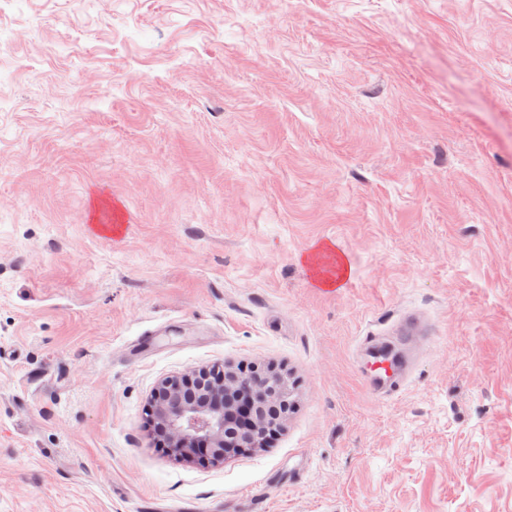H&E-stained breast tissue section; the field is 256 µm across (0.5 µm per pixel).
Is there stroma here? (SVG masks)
Masks as SVG:
<instances>
[{
  "mask_svg": "<svg viewBox=\"0 0 512 512\" xmlns=\"http://www.w3.org/2000/svg\"><path fill=\"white\" fill-rule=\"evenodd\" d=\"M254 365L267 448L156 447ZM187 503L512 512V0H0V512ZM377 350H373L372 358L381 374L375 377L377 382L371 379L370 384L374 390L379 392L394 393L402 387L406 380V368L401 366L399 358L379 355L376 353ZM204 380H209L208 394L197 405H184L183 387H201ZM160 387L162 396L156 401L157 390L147 409L150 423L157 421L165 429L164 451L186 461L203 455L204 463L218 464L239 453L266 448L270 436L282 429L290 406L287 384L277 373L251 371L246 378L245 372L200 369L167 378ZM272 401L279 402L282 412L269 418L265 409ZM226 421L238 427L236 436L224 438Z\"/></svg>",
  "mask_w": 512,
  "mask_h": 512,
  "instance_id": "1",
  "label": "stroma"
}]
</instances>
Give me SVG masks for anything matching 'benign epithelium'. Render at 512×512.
<instances>
[{
  "mask_svg": "<svg viewBox=\"0 0 512 512\" xmlns=\"http://www.w3.org/2000/svg\"><path fill=\"white\" fill-rule=\"evenodd\" d=\"M196 385L206 386L207 394L196 405H186L181 390ZM163 394L151 401L147 409L150 422L159 423L166 431L164 451L177 459L192 461L203 456L213 464L245 451L267 446L268 440L282 429L288 414V388L277 373L259 375L226 372L213 368L171 377L161 383ZM277 401L282 412L268 416V403ZM231 421L238 434L224 436L225 423Z\"/></svg>",
  "mask_w": 512,
  "mask_h": 512,
  "instance_id": "obj_1",
  "label": "benign epithelium"
}]
</instances>
